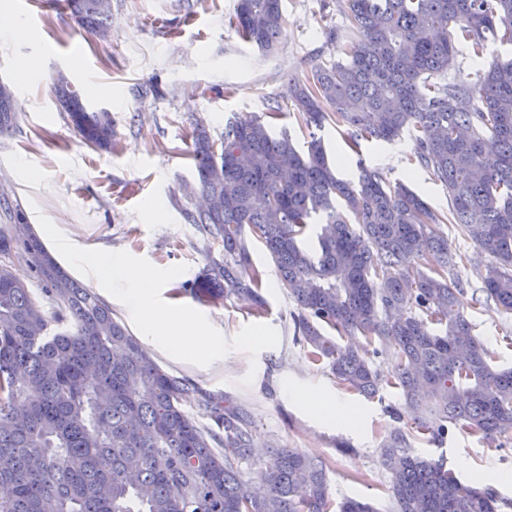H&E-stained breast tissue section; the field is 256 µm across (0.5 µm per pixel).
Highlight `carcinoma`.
I'll use <instances>...</instances> for the list:
<instances>
[{"mask_svg":"<svg viewBox=\"0 0 512 512\" xmlns=\"http://www.w3.org/2000/svg\"><path fill=\"white\" fill-rule=\"evenodd\" d=\"M91 36L110 33L104 0H67ZM355 38L330 67L292 83L306 127L336 123L348 146L413 133L412 154L448 189L452 218L404 183L382 182L359 164L338 177L322 138L300 150L273 132L275 107L229 120L216 139L193 132L194 191L212 206L187 213L224 241L191 286L199 300L234 297L264 310L261 242L295 305V340L327 363L345 388L374 397L400 390L391 409L412 427L381 449L394 512H500L496 488L473 487L442 462L403 450L407 430L438 443L448 425L493 443L512 430V369L493 365L458 307L457 254L441 225L452 222L487 258L481 293L512 313V57L492 60L477 88L435 78L456 65V44L480 59L489 41L512 46V0H347ZM230 24L269 53L284 24L282 0H236ZM51 91L73 131L110 149L112 113L83 102L60 76ZM16 125L13 91L0 90V134ZM25 259L64 308L49 313L0 264V512H329L323 463L281 448L259 485L240 464L256 430L238 405L156 363L112 308L66 273L28 224L0 227V254ZM362 336L340 345L326 329ZM389 351L383 374L373 357ZM199 396L209 423L186 411ZM439 421L419 415L422 398Z\"/></svg>","mask_w":512,"mask_h":512,"instance_id":"cac0c4a2","label":"carcinoma"}]
</instances>
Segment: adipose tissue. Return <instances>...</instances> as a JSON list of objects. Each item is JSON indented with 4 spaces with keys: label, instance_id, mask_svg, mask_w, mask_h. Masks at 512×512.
Segmentation results:
<instances>
[{
    "label": "adipose tissue",
    "instance_id": "1",
    "mask_svg": "<svg viewBox=\"0 0 512 512\" xmlns=\"http://www.w3.org/2000/svg\"><path fill=\"white\" fill-rule=\"evenodd\" d=\"M85 262L96 270L101 279H109L117 272L132 282V298L144 313L152 341L159 346L175 347L197 357L207 356L218 348L217 339L205 334L196 317L184 313L176 314L153 305L150 277L136 274L127 264L109 258L89 256Z\"/></svg>",
    "mask_w": 512,
    "mask_h": 512
}]
</instances>
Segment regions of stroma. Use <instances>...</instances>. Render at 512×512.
Wrapping results in <instances>:
<instances>
[{
	"instance_id": "35a3bbf8",
	"label": "stroma",
	"mask_w": 512,
	"mask_h": 512,
	"mask_svg": "<svg viewBox=\"0 0 512 512\" xmlns=\"http://www.w3.org/2000/svg\"><path fill=\"white\" fill-rule=\"evenodd\" d=\"M236 0H112L107 40L88 37L69 8L42 9L41 0H0L20 16L18 36H0V81L22 105L17 127L0 135V224H31L49 253L75 279L95 292L170 373L239 404L258 430V455L242 466L255 476L273 462L277 448H294L323 461L332 503L346 498L393 512L389 478L379 449L395 426L388 412L399 405L397 389L381 388L365 399L338 385L326 363L311 361L293 339L295 309L282 288L268 252L250 246L252 262L265 273L267 305L255 315L248 303L228 298L197 300L189 284L210 259L224 254L185 214L198 198L192 180V131L203 122L220 136L234 116L265 112L277 104L275 129H287L296 145L309 132L290 100L292 80L313 64L336 61L337 38L351 35L346 0H282L285 19L276 49L266 55L245 43L228 24ZM42 60L41 69L21 75L16 62ZM64 75L96 108L111 112L116 144L99 150L83 143L51 94ZM341 177L358 163L377 169L383 181L404 183L436 211L449 214L448 191L417 163L408 162L409 137L388 144L362 142L349 148L333 122L318 129ZM448 242L466 261L461 308L474 333L495 354L496 365L512 367V314L494 304L476 305L481 280L472 262L477 245L456 225L444 224ZM119 257L152 277L158 307L196 316L208 335L224 345L209 359L187 358L156 346L146 335L120 284L101 282L78 254ZM311 391L347 404L356 421L341 424L306 406L299 392ZM410 448L444 455L447 468L464 482L484 486L490 475L512 473V432L495 444L455 429L444 442L412 433Z\"/></svg>"
}]
</instances>
